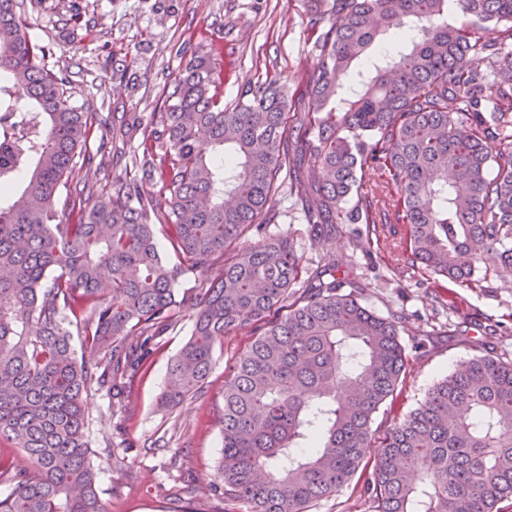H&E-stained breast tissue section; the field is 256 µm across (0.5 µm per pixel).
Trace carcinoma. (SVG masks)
<instances>
[{
    "label": "carcinoma",
    "instance_id": "carcinoma-1",
    "mask_svg": "<svg viewBox=\"0 0 512 512\" xmlns=\"http://www.w3.org/2000/svg\"><path fill=\"white\" fill-rule=\"evenodd\" d=\"M312 2V26L328 27L302 90L269 80L227 107L210 56L185 62L143 140L142 177L170 192L163 209L135 180L113 178L91 208V186L68 184L76 159H93L97 115L45 68L18 0H0V84L14 95L0 108V438L31 464L0 461L12 485L0 512H107L84 395L127 396L175 323L179 286L218 261L160 396L179 406L224 336L251 329L224 378L213 512H312L359 473L374 512H501L512 501V359L487 352L449 373L372 454L374 416L406 373L404 321L345 292L337 261L307 267L292 240L265 233L270 199L286 191L313 239L363 222L371 246L393 222L410 258L451 282L512 270V0H454L458 27L441 22L448 0ZM486 24L500 39L475 36ZM405 28L410 45L338 97L380 32ZM24 99L27 139L13 120ZM307 155L323 177L291 165ZM366 167L383 181L382 209L349 210ZM158 225L174 263L157 249ZM65 321L93 360L76 358Z\"/></svg>",
    "mask_w": 512,
    "mask_h": 512
}]
</instances>
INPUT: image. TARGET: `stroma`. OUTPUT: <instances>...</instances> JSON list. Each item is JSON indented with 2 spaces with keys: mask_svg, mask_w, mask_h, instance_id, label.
Listing matches in <instances>:
<instances>
[{
  "mask_svg": "<svg viewBox=\"0 0 512 512\" xmlns=\"http://www.w3.org/2000/svg\"><path fill=\"white\" fill-rule=\"evenodd\" d=\"M23 10L31 40L51 48L46 67L68 72L71 103L97 113L103 129L140 120L141 130L132 135L136 143L165 111L173 80L192 53L211 56L228 105L247 87L269 79L304 88L316 63L309 0H24ZM270 207L279 214L270 234L291 236L305 258L337 259L338 276L357 280L363 306L382 316L402 314L428 334L420 348L404 337L405 379L376 414L377 433L411 411L435 382L478 355L465 336L449 335V325L501 320L494 352L512 358V284L505 277H491L480 288L463 287L408 267L398 237L387 239L386 251L366 254L357 246L363 225H344L341 235L316 241L287 195L275 196ZM191 332V313L182 311L138 376L132 396L119 405L110 406L100 391L85 399L91 461L107 512H185L189 506L214 512L218 505L224 375L251 336L246 329L226 336L202 388L176 408H158L168 362Z\"/></svg>",
  "mask_w": 512,
  "mask_h": 512,
  "instance_id": "obj_1",
  "label": "stroma"
}]
</instances>
